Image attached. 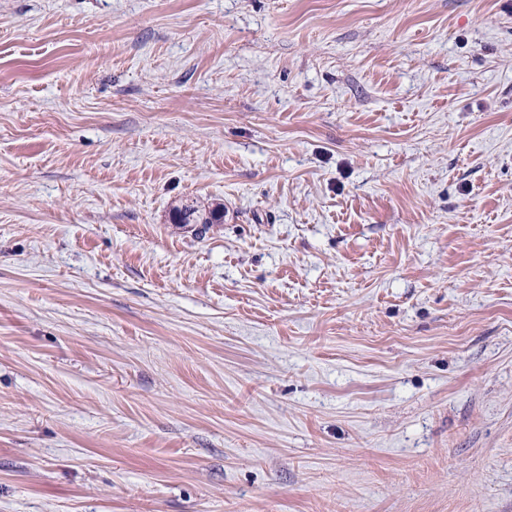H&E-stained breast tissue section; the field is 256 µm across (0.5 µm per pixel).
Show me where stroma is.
<instances>
[{
    "label": "stroma",
    "instance_id": "obj_1",
    "mask_svg": "<svg viewBox=\"0 0 512 512\" xmlns=\"http://www.w3.org/2000/svg\"><path fill=\"white\" fill-rule=\"evenodd\" d=\"M0 512H512V0H0ZM172 219L175 224H219L224 221V209L217 207L207 214L194 205H185L174 211Z\"/></svg>",
    "mask_w": 512,
    "mask_h": 512
}]
</instances>
